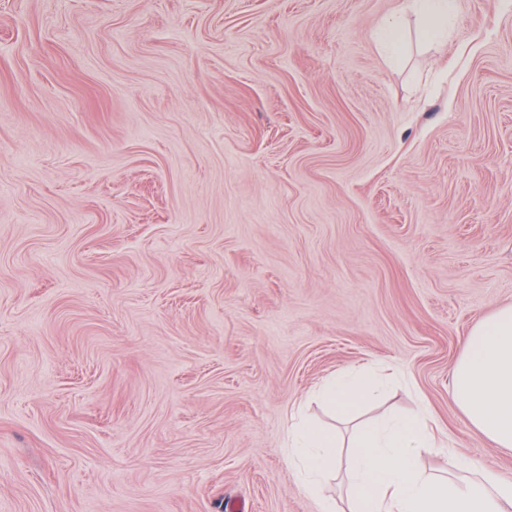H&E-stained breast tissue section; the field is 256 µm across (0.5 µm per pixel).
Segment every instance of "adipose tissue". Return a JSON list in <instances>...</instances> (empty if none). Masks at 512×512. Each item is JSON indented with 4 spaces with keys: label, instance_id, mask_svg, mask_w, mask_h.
<instances>
[{
    "label": "adipose tissue",
    "instance_id": "obj_1",
    "mask_svg": "<svg viewBox=\"0 0 512 512\" xmlns=\"http://www.w3.org/2000/svg\"><path fill=\"white\" fill-rule=\"evenodd\" d=\"M380 383L369 368L326 379L317 395L338 416L366 401ZM451 391L471 427L498 448H512V305L497 308L470 330L452 371ZM437 438L423 414L397 415L364 426L349 458L350 512H512V482L474 473L464 461L455 475L428 474L423 451ZM335 429L313 421L288 434V461L304 492L319 496L321 512H334L321 495L336 471Z\"/></svg>",
    "mask_w": 512,
    "mask_h": 512
}]
</instances>
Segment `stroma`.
<instances>
[{"label":"stroma","mask_w":512,"mask_h":512,"mask_svg":"<svg viewBox=\"0 0 512 512\" xmlns=\"http://www.w3.org/2000/svg\"><path fill=\"white\" fill-rule=\"evenodd\" d=\"M506 305L512 0H0V512H320L298 413L512 481L450 396ZM412 7L421 18L438 16L448 20V14L453 12L456 0H409ZM379 383L377 373L365 368L326 379L320 385L317 396L326 407L343 417L366 401Z\"/></svg>","instance_id":"obj_1"}]
</instances>
